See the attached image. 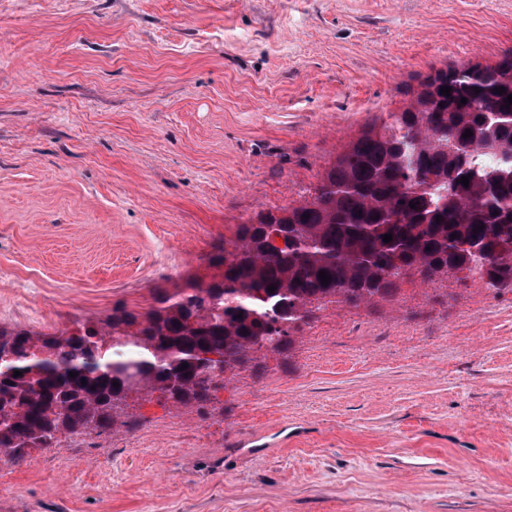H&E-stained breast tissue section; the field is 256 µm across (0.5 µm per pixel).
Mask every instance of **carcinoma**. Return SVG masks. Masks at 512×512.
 Wrapping results in <instances>:
<instances>
[{"label": "carcinoma", "instance_id": "1", "mask_svg": "<svg viewBox=\"0 0 512 512\" xmlns=\"http://www.w3.org/2000/svg\"><path fill=\"white\" fill-rule=\"evenodd\" d=\"M406 94L342 147L311 199L236 225L206 256L209 279L197 272L144 312L117 304L73 330L0 326V448L21 459L60 435L132 429L131 392L207 403L226 371L289 350L322 304L389 300L416 273L511 289L512 52L437 69Z\"/></svg>", "mask_w": 512, "mask_h": 512}]
</instances>
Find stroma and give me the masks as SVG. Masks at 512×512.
<instances>
[{
    "label": "stroma",
    "mask_w": 512,
    "mask_h": 512,
    "mask_svg": "<svg viewBox=\"0 0 512 512\" xmlns=\"http://www.w3.org/2000/svg\"><path fill=\"white\" fill-rule=\"evenodd\" d=\"M509 51L512 0H0V324L148 308L406 86ZM259 362L0 463V512H512V290L416 274Z\"/></svg>",
    "instance_id": "stroma-1"
}]
</instances>
